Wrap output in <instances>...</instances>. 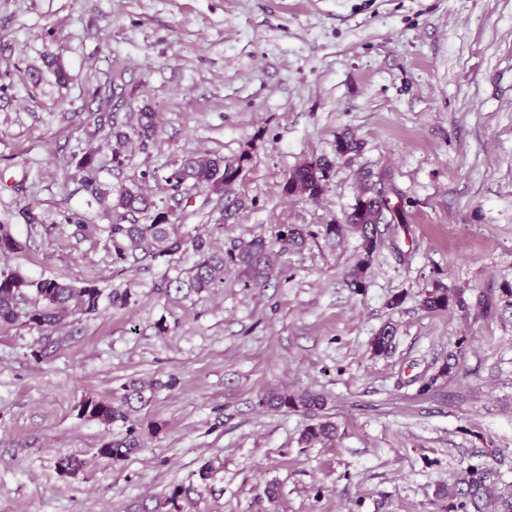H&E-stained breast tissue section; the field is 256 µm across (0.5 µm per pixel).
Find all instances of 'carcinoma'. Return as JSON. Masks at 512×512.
<instances>
[{
	"mask_svg": "<svg viewBox=\"0 0 512 512\" xmlns=\"http://www.w3.org/2000/svg\"><path fill=\"white\" fill-rule=\"evenodd\" d=\"M111 96L105 95L100 102L98 122L110 123V137L117 143H124L130 137H137L141 143L155 141L159 133V117L150 107L143 106L136 113V122L131 131L115 121L108 113ZM250 160L248 152H243L234 161L210 154H190L172 168L165 181L173 194L190 185L209 195L224 198L231 187L239 180L245 164ZM336 168V162L326 158H316L300 163L289 174L283 185L288 195H302L310 199L319 198ZM92 195L103 203L111 197L110 208L119 214L118 222L109 224L106 232L112 242V262L127 263L136 258V252L154 260L172 261L187 253L195 260L184 279L176 278L166 282V288L180 293H202L224 283V272L237 267L249 279L257 282L263 279L277 258L304 243L311 232L298 225L276 227L271 237L257 236L246 244L234 245L225 252L213 249L209 238L196 235L189 237L180 232V222L185 219L181 212L173 209H160L148 197L132 189L118 185L109 190L92 188ZM147 214L148 224L125 223L126 217ZM403 215L392 208L382 192L373 187L363 186L355 204L344 216V224L324 225V235L334 238L341 235L347 225L359 232L362 259L350 273V285L363 287V274L368 261L380 249L383 238L379 226L402 223ZM23 244L13 233L12 225L0 224V254H11L24 249ZM133 297L130 289L115 288L106 293L93 281L74 285L59 278L29 279L18 271H0V327L12 326L18 322L32 326L39 331L37 346L31 357L41 363L51 359L70 340L62 329L66 320L82 316H95L106 308L128 306ZM450 296L448 290L436 288L426 293L423 306L429 310L446 309ZM393 332L382 329L370 341V350L379 356L390 351ZM176 379L166 382L159 380H131L106 392L103 395H88L76 405L78 415L88 421H95L106 427L119 426L123 432L116 437L101 440L97 454L117 463L126 460L144 447L146 437H158L161 427L143 423L137 413L146 407L156 391L172 387ZM263 404L275 411H293L315 416L325 409L326 399L312 391H291L286 388H271L263 395ZM336 435V425L328 419H321L304 427L301 441L306 444L331 445ZM84 462L75 456H62L56 462V469L62 477H74L83 470ZM462 487L456 491L460 498L457 505L468 512H481L480 502L494 499L501 504L502 512H512V498L497 493L494 474L490 469H472L461 481Z\"/></svg>",
	"mask_w": 512,
	"mask_h": 512,
	"instance_id": "carcinoma-1",
	"label": "carcinoma"
}]
</instances>
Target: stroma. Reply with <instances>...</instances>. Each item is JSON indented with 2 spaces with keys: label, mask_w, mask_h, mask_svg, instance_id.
<instances>
[{
  "label": "stroma",
  "mask_w": 512,
  "mask_h": 512,
  "mask_svg": "<svg viewBox=\"0 0 512 512\" xmlns=\"http://www.w3.org/2000/svg\"><path fill=\"white\" fill-rule=\"evenodd\" d=\"M103 91L119 123L145 105L160 116L157 142L119 165L94 125ZM347 132L362 149L319 199L284 193ZM88 149L98 185L161 207L183 156L249 151L224 198L193 194L185 231L224 251L278 224L311 236L266 283L232 270L212 291L159 295L190 263L116 272L113 218L78 166ZM378 181L406 221L355 289L360 237L323 227ZM1 223L24 248L0 270L133 298L82 319L45 363L35 330L0 327V512H449L487 467L512 494V0H0ZM436 288L462 305L423 308ZM386 326L392 350L372 355ZM172 376L142 412L161 435L97 457L106 431L77 403ZM275 385L326 397L332 447L300 443L308 416L262 406ZM62 454L89 466L59 476Z\"/></svg>",
  "instance_id": "35a3bbf8"
}]
</instances>
